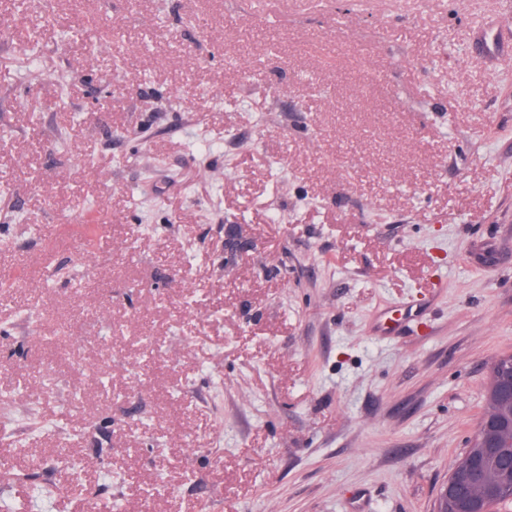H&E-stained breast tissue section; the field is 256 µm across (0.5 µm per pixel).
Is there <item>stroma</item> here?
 Here are the masks:
<instances>
[{"mask_svg": "<svg viewBox=\"0 0 512 512\" xmlns=\"http://www.w3.org/2000/svg\"><path fill=\"white\" fill-rule=\"evenodd\" d=\"M499 23L0 0V512H437L512 354Z\"/></svg>", "mask_w": 512, "mask_h": 512, "instance_id": "obj_1", "label": "stroma"}]
</instances>
